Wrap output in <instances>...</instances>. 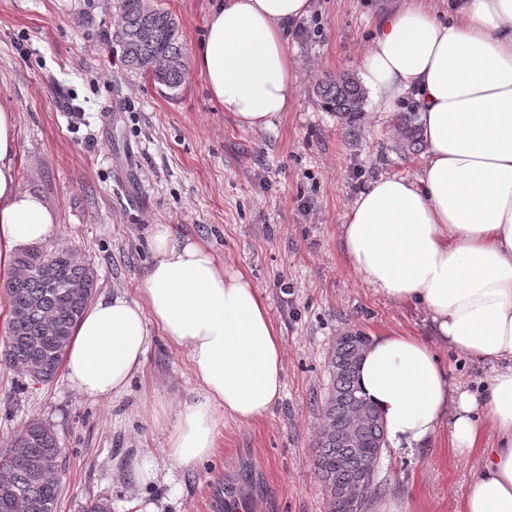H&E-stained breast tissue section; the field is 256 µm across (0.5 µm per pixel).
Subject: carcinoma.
<instances>
[{
  "label": "carcinoma",
  "mask_w": 512,
  "mask_h": 512,
  "mask_svg": "<svg viewBox=\"0 0 512 512\" xmlns=\"http://www.w3.org/2000/svg\"><path fill=\"white\" fill-rule=\"evenodd\" d=\"M118 26L113 42L130 70L139 72L170 91L179 89L186 75L184 47L175 18L159 4L147 9L144 0H116ZM149 30V40L141 34ZM158 56L172 59L162 75L152 68ZM322 106L345 121L354 132L363 115L365 90L352 76H327L316 87ZM401 148L422 149L415 105L403 106L397 123ZM50 277L42 274L44 252L40 248L17 255L11 276L4 284L9 319L0 360L21 367L40 382H50L61 368L74 329L97 288L95 270L79 263L66 249L49 252ZM369 336L360 330L348 332L333 349L329 362L330 383L322 403V427L316 444L315 466L330 500V512H370L375 482L355 487L351 501L336 496V486L349 485L359 474V457L377 453L385 440L379 418L363 430L355 448L338 445L336 421L361 401L355 386V364L350 358L367 346ZM61 448L55 432L40 421L26 427L21 445L0 453L6 483H0V512H57L60 498L58 471Z\"/></svg>",
  "instance_id": "obj_1"
}]
</instances>
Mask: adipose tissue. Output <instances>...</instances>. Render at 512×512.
Returning <instances> with one entry per match:
<instances>
[{"label": "adipose tissue", "mask_w": 512, "mask_h": 512, "mask_svg": "<svg viewBox=\"0 0 512 512\" xmlns=\"http://www.w3.org/2000/svg\"><path fill=\"white\" fill-rule=\"evenodd\" d=\"M310 0H214L196 66L211 97L249 131L272 126L294 95L287 34ZM361 75L383 111L416 105L429 150L415 179L379 177L351 204L339 242L378 296L424 308L432 340L372 337L356 370L359 395L388 445L414 450L447 435L475 459L457 512H512V0H383ZM16 113L0 101V271L51 236L56 216L23 189ZM140 298L115 292L88 305L66 353L67 378L93 399L124 393L145 364L152 330L188 356L197 390L164 444L196 468L217 448L224 419L250 424L284 388L283 347L258 290L210 248L157 224ZM481 363L469 387L438 346Z\"/></svg>", "instance_id": "adipose-tissue-1"}]
</instances>
